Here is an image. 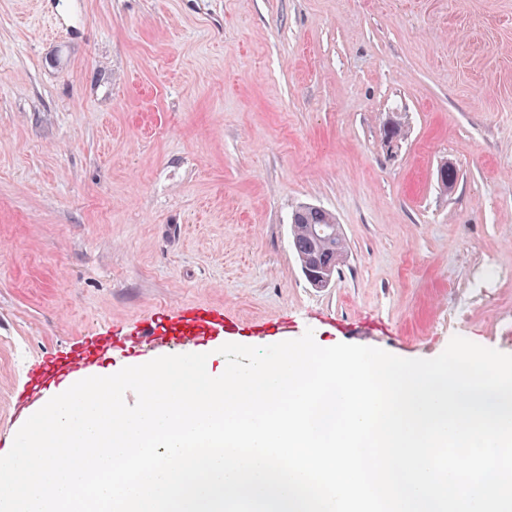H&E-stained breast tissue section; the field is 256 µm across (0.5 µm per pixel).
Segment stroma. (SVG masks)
Segmentation results:
<instances>
[{"label":"stroma","instance_id":"1","mask_svg":"<svg viewBox=\"0 0 512 512\" xmlns=\"http://www.w3.org/2000/svg\"><path fill=\"white\" fill-rule=\"evenodd\" d=\"M301 205L348 245L324 288ZM182 306L512 354V0H0V422L42 359ZM292 246L301 272L314 287L327 286L347 257V244L335 215L317 206H300L292 212ZM326 269L314 273L304 266Z\"/></svg>","mask_w":512,"mask_h":512}]
</instances>
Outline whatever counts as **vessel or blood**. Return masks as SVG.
Returning <instances> with one entry per match:
<instances>
[{
	"mask_svg": "<svg viewBox=\"0 0 512 512\" xmlns=\"http://www.w3.org/2000/svg\"><path fill=\"white\" fill-rule=\"evenodd\" d=\"M237 321L223 310L208 307H187L164 318H157L136 334L122 340L101 338L77 344L64 356L46 358L39 373L30 375L21 391L24 403L46 404L53 396L49 386L77 376L89 364L103 362L111 348L123 345L128 354L146 349L160 353L181 347L193 351L215 338L239 331Z\"/></svg>",
	"mask_w": 512,
	"mask_h": 512,
	"instance_id": "b4317fda",
	"label": "vessel or blood"
}]
</instances>
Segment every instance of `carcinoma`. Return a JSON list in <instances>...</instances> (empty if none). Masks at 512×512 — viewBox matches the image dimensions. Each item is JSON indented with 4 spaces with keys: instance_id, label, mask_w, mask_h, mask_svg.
<instances>
[{
    "instance_id": "obj_1",
    "label": "carcinoma",
    "mask_w": 512,
    "mask_h": 512,
    "mask_svg": "<svg viewBox=\"0 0 512 512\" xmlns=\"http://www.w3.org/2000/svg\"><path fill=\"white\" fill-rule=\"evenodd\" d=\"M290 224L299 266H317L336 275L346 260L347 244L335 215L317 206H300Z\"/></svg>"
}]
</instances>
